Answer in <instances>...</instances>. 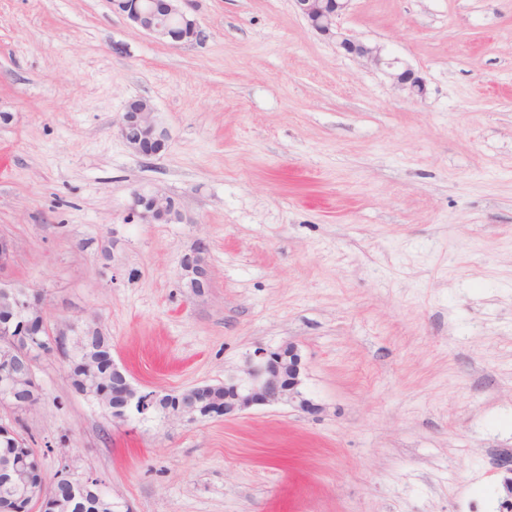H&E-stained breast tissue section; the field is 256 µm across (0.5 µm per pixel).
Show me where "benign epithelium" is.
I'll return each instance as SVG.
<instances>
[{"instance_id": "7a95c632", "label": "benign epithelium", "mask_w": 512, "mask_h": 512, "mask_svg": "<svg viewBox=\"0 0 512 512\" xmlns=\"http://www.w3.org/2000/svg\"><path fill=\"white\" fill-rule=\"evenodd\" d=\"M184 0H111L113 12L124 16L133 26L170 46H180L201 39L197 20L182 6ZM351 0H294L297 12L317 34L336 41L345 54L387 72L393 83L412 97L426 94V83L414 69L398 57H389L383 48L364 40L349 37L338 28V19ZM118 132L127 147L142 156L157 155L168 141L156 109L145 99H132L125 106ZM132 210L146 224L159 220L166 224H183L186 218L176 199L158 191L136 190L132 194ZM14 251L12 241L0 238V293L7 300L0 303V413L10 414L9 421L0 419V440L7 450L0 455V482L12 486L25 512H71L79 499L100 492L107 500L112 495L107 483L92 473H79L64 463L52 477H47L39 459L17 452L24 440L16 433L17 417L31 411L35 404L28 392L38 389L34 363L45 354L59 351L54 344L37 346L34 336L47 326L41 297H29L18 284H6L1 273L9 265ZM209 244L196 239L180 263V278L194 294L210 287L208 264ZM72 335L79 341L69 343L68 359L78 361L86 375L83 385L91 390L99 384L97 362L92 358L90 337L100 333L90 323L71 325ZM112 366V397L97 393V406L112 416L125 420L133 413L142 419L156 413L167 418L192 421L212 413L233 418L257 405L286 403L314 415L320 406L304 392V367L299 349L289 343L275 351L259 348L246 358L242 375L222 385H202L185 390L177 396L159 391L143 392L134 388L125 371ZM503 475L504 502L512 504V453L499 449L493 462Z\"/></svg>"}]
</instances>
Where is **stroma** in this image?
<instances>
[{"mask_svg":"<svg viewBox=\"0 0 512 512\" xmlns=\"http://www.w3.org/2000/svg\"><path fill=\"white\" fill-rule=\"evenodd\" d=\"M170 47L108 0H0L4 277L51 332L96 319L143 390L220 385L297 345L317 415L257 406L116 423L37 360L21 432L113 512H498L512 448V0H352L344 33L424 79L416 99L291 0H188ZM145 98L168 134H118ZM139 188L183 224H145ZM212 287L178 277L195 239ZM129 130L135 134L130 136ZM118 132L127 147L138 155H157L167 146V132L158 121L154 105L145 99H132L127 103ZM132 210L146 224L158 223V220H164L166 224H183L186 221L178 201L158 191H134ZM493 465L494 468L498 471V473L503 474L502 487L506 494V497L503 500V502L509 503L510 506V504H512V492L510 491V486L512 487V485L510 484V480L512 481V477L509 478L507 475H512V458L508 448H501L498 450ZM503 502L501 503V507L504 509H508L509 506H507Z\"/></svg>","mask_w":512,"mask_h":512,"instance_id":"stroma-1","label":"stroma"}]
</instances>
